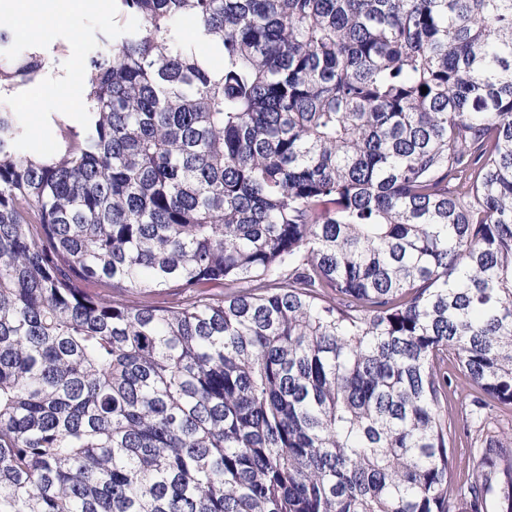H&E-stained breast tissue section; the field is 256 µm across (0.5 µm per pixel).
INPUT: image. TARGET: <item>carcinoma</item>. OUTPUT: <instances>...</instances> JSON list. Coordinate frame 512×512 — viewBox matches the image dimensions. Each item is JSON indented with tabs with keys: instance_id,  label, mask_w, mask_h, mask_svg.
Instances as JSON below:
<instances>
[{
	"instance_id": "obj_1",
	"label": "carcinoma",
	"mask_w": 512,
	"mask_h": 512,
	"mask_svg": "<svg viewBox=\"0 0 512 512\" xmlns=\"http://www.w3.org/2000/svg\"><path fill=\"white\" fill-rule=\"evenodd\" d=\"M97 38L48 154L5 100L65 48L0 62V512H512V0Z\"/></svg>"
}]
</instances>
